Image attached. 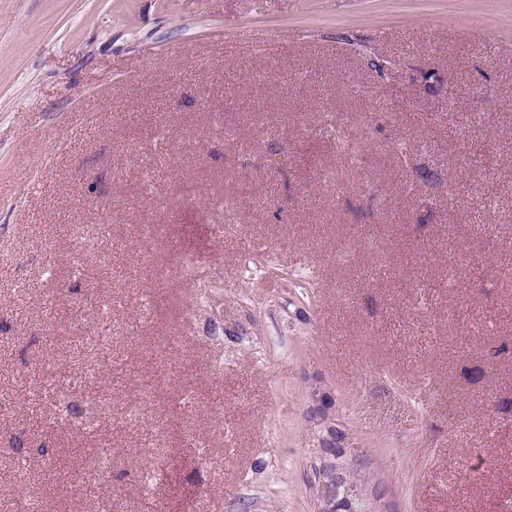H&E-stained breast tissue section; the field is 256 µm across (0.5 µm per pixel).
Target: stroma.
Masks as SVG:
<instances>
[{
  "mask_svg": "<svg viewBox=\"0 0 512 512\" xmlns=\"http://www.w3.org/2000/svg\"><path fill=\"white\" fill-rule=\"evenodd\" d=\"M491 193L512 0H0V496L313 512L322 410L363 512H512Z\"/></svg>",
  "mask_w": 512,
  "mask_h": 512,
  "instance_id": "1",
  "label": "stroma"
}]
</instances>
